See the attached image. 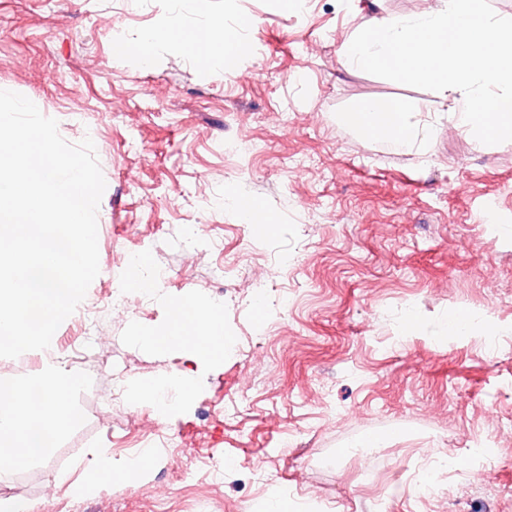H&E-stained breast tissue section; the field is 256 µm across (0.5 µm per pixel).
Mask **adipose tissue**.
<instances>
[{
    "mask_svg": "<svg viewBox=\"0 0 512 512\" xmlns=\"http://www.w3.org/2000/svg\"><path fill=\"white\" fill-rule=\"evenodd\" d=\"M249 25L240 19L235 28L216 37H197L181 30L171 36L184 54L200 62L243 57L247 48L241 33ZM347 121L361 131L390 135L400 148L425 146L432 130L421 120L420 109L399 105L364 103L348 113ZM168 323L146 341L158 352L173 348L193 359H217L224 355L223 339L211 336L213 325L224 322L223 308L209 300H172L168 303ZM78 381L55 362L43 361L25 384L0 383V472L41 458L55 435L70 422L68 399Z\"/></svg>",
    "mask_w": 512,
    "mask_h": 512,
    "instance_id": "ef3b65f1",
    "label": "adipose tissue"
}]
</instances>
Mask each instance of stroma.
<instances>
[{"mask_svg": "<svg viewBox=\"0 0 512 512\" xmlns=\"http://www.w3.org/2000/svg\"><path fill=\"white\" fill-rule=\"evenodd\" d=\"M437 0H0V89L36 102L71 144L91 138L106 182L100 272L56 330L79 382L72 420L45 455L0 472V490L48 512H512V141L455 128L440 93L349 65L361 19L415 16ZM248 17L253 49L224 78L166 37ZM156 32L148 60L119 52ZM427 105L425 149L396 148L345 120L364 102ZM247 140L256 154H233ZM271 222L256 237L225 197ZM150 256L161 277L139 308L108 301ZM224 308L223 359L197 363L143 342L171 299ZM461 310L467 335H449ZM417 327L407 331L405 319ZM109 338L83 345L84 333ZM192 373L163 420L152 466L83 492L99 451L137 448V384ZM258 386L237 400L244 380ZM386 435L378 485L351 454ZM498 458L471 484L468 446ZM237 465L228 469L225 457ZM452 459L447 496L426 497L430 459ZM274 474L267 484L266 474ZM304 474L309 488L299 487Z\"/></svg>", "mask_w": 512, "mask_h": 512, "instance_id": "35a3bbf8", "label": "stroma"}]
</instances>
